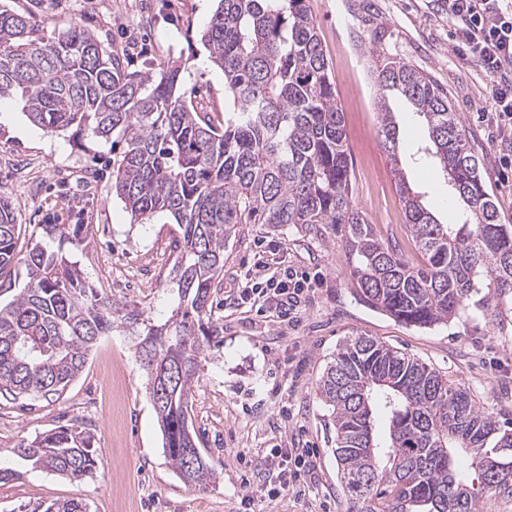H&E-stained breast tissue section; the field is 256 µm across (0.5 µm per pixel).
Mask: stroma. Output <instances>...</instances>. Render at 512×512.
I'll use <instances>...</instances> for the list:
<instances>
[{"instance_id": "35a3bbf8", "label": "stroma", "mask_w": 512, "mask_h": 512, "mask_svg": "<svg viewBox=\"0 0 512 512\" xmlns=\"http://www.w3.org/2000/svg\"><path fill=\"white\" fill-rule=\"evenodd\" d=\"M201 0H7L18 13L39 16L48 30L79 24L106 47L126 50L130 71L188 65L185 80L204 110L223 115L224 75L199 40L211 18ZM317 32L344 113L353 159L352 197L369 223L405 254L404 209L390 159L378 134L377 88L371 71L379 55L403 60L447 92L481 159L500 223L512 224V177H503L486 114L489 77L460 60L453 24L430 0H311ZM403 134L409 181L441 223L456 205L442 175L419 160L427 131L401 101L391 103ZM0 196L19 216L16 251L25 255L46 224L81 225L76 257L87 284L143 319L163 323L175 307L168 285L178 225L163 216L134 224L111 190L112 153L92 139L48 136L17 102L0 101ZM306 274L296 310L242 302V288L265 281L263 265ZM341 237L285 224H241L224 248V274L212 290V315L224 334L193 388L190 416L198 448L216 473L207 487L184 484L164 453L149 398L148 378L129 331L102 337L83 372L51 399L0 401V512L75 499L89 512H344L334 434L317 383L337 348L362 334L379 339L464 385L480 407L512 414V301L480 288L450 322L407 326L360 301ZM59 426L91 432L99 453L93 477L72 482L32 467L13 447ZM316 453L309 495L272 497L257 475L277 465L276 448ZM252 506H245L244 494Z\"/></svg>"}]
</instances>
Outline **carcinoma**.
I'll list each match as a JSON object with an SVG mask.
<instances>
[{
  "mask_svg": "<svg viewBox=\"0 0 512 512\" xmlns=\"http://www.w3.org/2000/svg\"><path fill=\"white\" fill-rule=\"evenodd\" d=\"M200 40L224 73V122L195 109L183 68L131 72L122 54L74 26L47 33L42 20L0 4V99L22 104L46 135L73 131L111 150L112 192L136 223L158 215L180 228L169 286L178 305L156 325L85 284L76 262L34 243L15 251L18 215L0 197V287L19 263L27 281L0 304V397L47 398L82 372L88 352L119 325L138 327L149 384L170 372L153 402L163 448L186 484L215 471L200 454L189 400L202 362L220 344L211 288L224 273V242L238 224L320 226L345 239L357 295L408 326L447 323L478 290V277L512 290V226L498 223L486 176L448 94L391 57L373 68L383 145L396 175L414 261L385 241L352 201L344 114L309 0H220ZM426 122L419 152L438 167L459 221L442 224L404 177L400 129L389 96ZM79 225L44 224V237L78 247ZM317 390L334 431L346 512H478L512 495V421L469 391L369 336L339 345ZM71 481L93 476V437L59 426L11 449ZM33 512H87L68 500Z\"/></svg>",
  "mask_w": 512,
  "mask_h": 512,
  "instance_id": "carcinoma-1",
  "label": "carcinoma"
}]
</instances>
